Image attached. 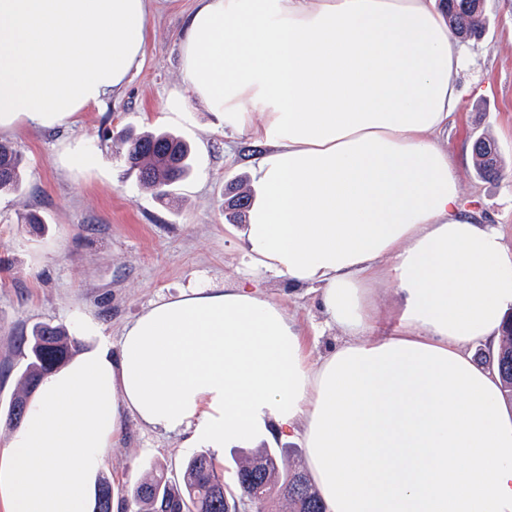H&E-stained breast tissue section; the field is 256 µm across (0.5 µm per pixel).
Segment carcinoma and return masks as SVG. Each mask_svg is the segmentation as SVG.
Here are the masks:
<instances>
[{
    "label": "carcinoma",
    "instance_id": "carcinoma-1",
    "mask_svg": "<svg viewBox=\"0 0 512 512\" xmlns=\"http://www.w3.org/2000/svg\"><path fill=\"white\" fill-rule=\"evenodd\" d=\"M451 33L462 41L477 39L485 32L484 13L476 10L475 0H442ZM127 145V173L135 175L144 186L163 199L170 195V187L187 176L191 169L190 150L185 142L168 133L121 134ZM473 166L482 178L496 177L502 166L496 143L481 137L473 145ZM22 156L7 143L0 142V193L22 190ZM249 207V198L232 197L224 210L225 220L238 223ZM26 348L25 367L21 377L26 392L13 399L7 410V420L18 425L21 419L15 409L23 407L38 381L53 369L64 364L77 347V341L58 325L36 323L29 333L20 338ZM485 364L496 371L503 385L504 403L512 406V314L507 315L503 339L496 348H489ZM282 448L262 447L261 450L236 463L234 485L224 481V470L214 458L200 452L191 455L182 464L181 477L168 474L160 466L132 487L124 500L136 505L135 512H237L252 509L268 512L273 488L282 490L290 512H325L309 475L302 469L290 467L280 471ZM113 488L103 479L98 486L92 512H112Z\"/></svg>",
    "mask_w": 512,
    "mask_h": 512
}]
</instances>
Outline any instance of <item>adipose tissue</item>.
I'll return each mask as SVG.
<instances>
[{"mask_svg":"<svg viewBox=\"0 0 512 512\" xmlns=\"http://www.w3.org/2000/svg\"><path fill=\"white\" fill-rule=\"evenodd\" d=\"M151 0H0V133L52 128L122 87ZM187 95L260 154L243 230L253 274L313 289L343 344L309 360L284 308L238 283L153 303L119 346L42 379L0 453L10 512H89L124 413L185 447L298 438L327 512H512L496 374L512 251L460 203L442 140L462 63L437 0H198ZM400 298L381 321L371 284Z\"/></svg>","mask_w":512,"mask_h":512,"instance_id":"ef3b65f1","label":"adipose tissue"}]
</instances>
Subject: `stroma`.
<instances>
[{"mask_svg":"<svg viewBox=\"0 0 512 512\" xmlns=\"http://www.w3.org/2000/svg\"><path fill=\"white\" fill-rule=\"evenodd\" d=\"M196 5L156 0L142 63L103 104L54 129L22 124L0 136L25 163L23 191L0 195V453L13 432L8 405L23 390L18 338L34 323L69 330L87 320L115 344L154 302L240 276L245 243L240 225L224 218V200L229 185L250 188L252 147L226 138L217 114L197 101L183 112L167 108L187 84L180 43ZM484 7V36L462 45L468 65L455 76L462 102L448 122V151L464 208L498 224L512 249V0H484ZM125 128L169 130L190 144L194 173L171 198H156L127 175L118 137ZM481 136L495 139L503 158L491 179L472 166V145ZM29 212L42 217L39 229L21 223ZM260 288L297 322L312 356L342 342L314 291L282 279ZM188 454L182 436L128 414L102 476L118 490L155 463L180 471Z\"/></svg>","mask_w":512,"mask_h":512,"instance_id":"stroma-1","label":"stroma"}]
</instances>
